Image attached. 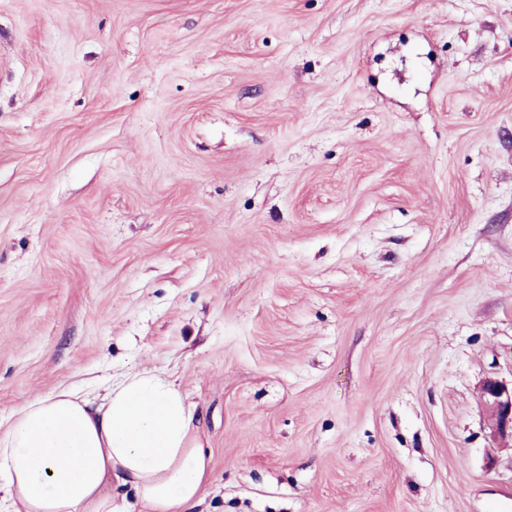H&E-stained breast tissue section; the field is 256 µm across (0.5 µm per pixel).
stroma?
Here are the masks:
<instances>
[{
  "instance_id": "obj_1",
  "label": "stroma",
  "mask_w": 512,
  "mask_h": 512,
  "mask_svg": "<svg viewBox=\"0 0 512 512\" xmlns=\"http://www.w3.org/2000/svg\"><path fill=\"white\" fill-rule=\"evenodd\" d=\"M133 367L202 512H512V0H0V423ZM481 391L489 411L491 434L512 441V386L509 390L503 383L489 379Z\"/></svg>"
}]
</instances>
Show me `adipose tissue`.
I'll list each match as a JSON object with an SVG mask.
<instances>
[{"label":"adipose tissue","instance_id":"adipose-tissue-1","mask_svg":"<svg viewBox=\"0 0 512 512\" xmlns=\"http://www.w3.org/2000/svg\"><path fill=\"white\" fill-rule=\"evenodd\" d=\"M207 472L193 407L153 370L35 397L0 427V512H128L126 488L149 512H193Z\"/></svg>","mask_w":512,"mask_h":512}]
</instances>
